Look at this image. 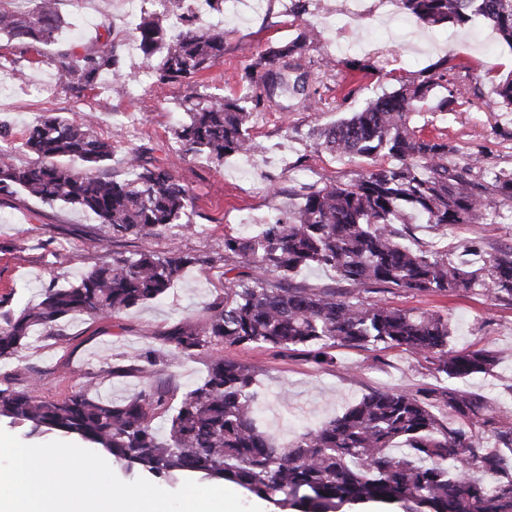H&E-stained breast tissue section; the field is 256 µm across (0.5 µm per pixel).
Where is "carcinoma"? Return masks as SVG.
<instances>
[{"mask_svg":"<svg viewBox=\"0 0 512 512\" xmlns=\"http://www.w3.org/2000/svg\"><path fill=\"white\" fill-rule=\"evenodd\" d=\"M185 12L183 26L169 30L142 18L136 38L143 62L162 85L196 84L224 57L222 30L200 25L192 4L171 0ZM58 0H27L19 13L0 7V34L48 45L64 20ZM427 27H465L473 17H491L498 39L512 48V0H397ZM317 40L306 26L292 41L268 47L245 67L241 81L251 93L230 97L196 91L181 101L187 120L174 135L187 155L222 164L230 156L261 150L249 133L253 116L308 110L321 100L305 59ZM56 69L67 86L92 89L101 73L125 70L116 48L86 53L72 45L58 52ZM455 69L444 57L419 76L384 92L348 118L316 131L314 148L338 160L365 159L369 166L346 180L305 184L288 213L255 235L224 234V298L202 323L188 322L159 338L176 360L216 347L270 345L303 351L318 363L333 361L337 346L405 347L432 358L439 373L461 383L488 372L494 353L476 345L449 348L452 329L435 312L398 309L354 296V289L387 285L405 291L450 296L477 291L512 305V247L484 259L474 241L416 250L400 244L412 219L440 234L459 224H497L512 214V170L460 164L448 141L428 138L412 116L468 103L464 87L448 80ZM495 105L512 112V73L496 85ZM36 156L19 165L14 150ZM112 142L91 115H43L11 149H0V198L25 194L47 205L64 204L93 215L106 229L100 248L119 238H160L190 232L195 197L168 167L141 152L128 156L123 179L101 172L112 160ZM198 256L172 246L163 252L112 260L83 272L65 287L44 288L42 299L14 313L0 297V362L16 358L34 328L55 334L65 317L110 319L164 297ZM243 263L264 267L265 281L246 282ZM333 270L351 289L343 295L293 288L305 267ZM129 367L145 378L154 362L143 354ZM31 385L0 380V419L26 424L31 432L73 436L105 452L127 469L156 477L192 474L236 484L272 501L282 512H347L368 502L394 512H512V427L498 420L482 399L463 387L445 388L434 400L448 412L443 425L432 404L406 393L374 391L316 429L278 444L258 429L254 417L253 369L213 358L202 383L183 393L165 432L153 425L166 407L162 391H140L121 401L91 394L83 385L62 397L42 396ZM495 433L487 448L483 433Z\"/></svg>","mask_w":512,"mask_h":512,"instance_id":"carcinoma-1","label":"carcinoma"}]
</instances>
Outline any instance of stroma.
<instances>
[{
  "label": "stroma",
  "mask_w": 512,
  "mask_h": 512,
  "mask_svg": "<svg viewBox=\"0 0 512 512\" xmlns=\"http://www.w3.org/2000/svg\"><path fill=\"white\" fill-rule=\"evenodd\" d=\"M287 5L288 0H261L260 7L243 8L237 0H224L223 13L211 16L212 25L223 26L226 32L224 58L200 78L208 92L244 94V67L269 45L296 38L302 24L286 15ZM351 6V0H310L304 17L303 24L319 34L316 46L307 52L315 62L312 77L320 84L319 105L308 112L264 113L250 130L263 143L264 153L247 164L230 157L220 167L202 156H184L171 134L185 119L178 100L189 94V87L151 83L138 96L127 93L143 69L139 44L128 34L143 17H164L158 0H139L133 14L125 0H60L59 11L68 23L86 14L102 17L78 42L80 49L92 52L112 43L129 66L125 77L103 75L92 90H70L56 80L55 55L73 41L70 33H63L58 45L38 51L0 39V118L11 126V141H19L48 112L97 115L100 133L115 146L107 175L126 177L129 152L142 150L191 190L197 210L195 231L173 238L119 240L106 253L98 246L104 229L93 216L61 205L51 207L23 194L1 200L0 296H9L11 310L36 303L49 283L67 285L113 252L129 256L174 245L205 260L204 265L187 268L162 299L109 320L66 318L52 336L34 333L15 362L0 363V376L14 374L20 364L26 371L14 374L15 385L26 387L31 376H39L40 390L47 396L59 397L89 382L93 395L105 400L161 390L169 408L176 407L182 393L203 380L211 356L176 361L157 343L185 321L203 322L210 305L223 297L225 233L243 231L245 218L262 224L287 210L300 184L328 183L362 169V161L342 162L315 151L312 131L347 117L444 56L477 75V94L470 104L453 110L421 113L415 123L424 125L426 134L447 139L456 150L455 161L476 157L483 166L512 169V112L499 111L492 103L498 78L512 72V50L485 28L482 18L464 28H427L401 10L383 8L379 0H363L358 21L348 25L343 16ZM324 56L336 61L334 70L317 67ZM349 58L377 63L376 74L347 72L344 62ZM124 112L139 122L136 140L117 136L115 121ZM462 238L480 242L494 255L512 245V223L453 226L442 236L420 224L404 244L413 249L443 247ZM359 294L399 309L440 313L451 324L455 349L478 344L493 351L494 368L471 377L465 387L512 423V305L474 293L439 296L386 286L364 287ZM138 351L152 355L153 378L119 370L121 357ZM333 354L335 363L320 364L307 354L272 347L240 346L223 352L226 359L254 369L256 421L281 443L333 419L371 392L423 394L448 385L429 357L403 347L339 346Z\"/></svg>",
  "instance_id": "obj_1"
}]
</instances>
